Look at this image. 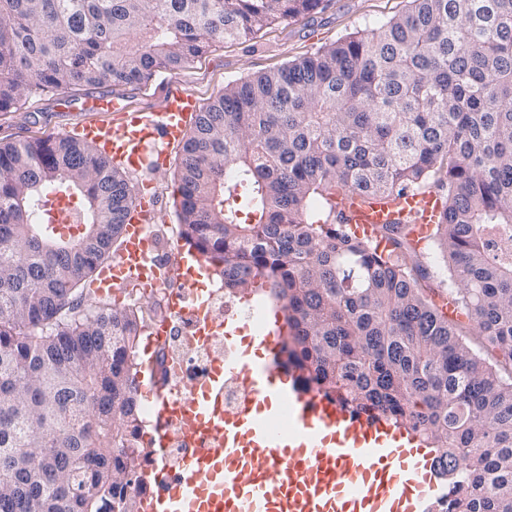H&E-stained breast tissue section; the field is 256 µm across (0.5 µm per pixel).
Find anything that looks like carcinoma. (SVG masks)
<instances>
[{"mask_svg": "<svg viewBox=\"0 0 512 512\" xmlns=\"http://www.w3.org/2000/svg\"><path fill=\"white\" fill-rule=\"evenodd\" d=\"M322 0H0V112L30 95L139 84ZM179 236L224 290L283 313L304 389L407 424L446 477L437 512H512V0H412L379 26L225 85L182 142ZM434 187L429 239L469 345L425 293L408 224L358 237L337 195ZM82 234L40 244L45 190ZM131 190L77 137L0 144V512H138L139 299L92 288Z\"/></svg>", "mask_w": 512, "mask_h": 512, "instance_id": "obj_1", "label": "carcinoma"}]
</instances>
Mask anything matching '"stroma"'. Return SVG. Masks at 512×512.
Returning <instances> with one entry per match:
<instances>
[{
  "label": "stroma",
  "mask_w": 512,
  "mask_h": 512,
  "mask_svg": "<svg viewBox=\"0 0 512 512\" xmlns=\"http://www.w3.org/2000/svg\"><path fill=\"white\" fill-rule=\"evenodd\" d=\"M410 0H324L316 12L264 29L248 41H217L207 52L175 70L156 71L135 86L89 89L60 94L50 91L26 100L16 111L0 112V143H20L47 136L72 134L90 118L84 106L93 100L120 98L131 109L159 105L166 88L177 84L199 107H206L227 83L277 69L289 61L308 56L319 48L401 14ZM182 161L180 148L167 155L162 169L125 172L132 191L151 182L158 220L152 226L159 255L166 265H175L187 253L178 236L176 179Z\"/></svg>",
  "instance_id": "stroma-1"
}]
</instances>
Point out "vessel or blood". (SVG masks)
I'll use <instances>...</instances> for the list:
<instances>
[{
    "label": "vessel or blood",
    "instance_id": "1",
    "mask_svg": "<svg viewBox=\"0 0 512 512\" xmlns=\"http://www.w3.org/2000/svg\"><path fill=\"white\" fill-rule=\"evenodd\" d=\"M193 97L170 89L152 111H122L118 121L83 124L81 133L115 166L132 171L146 159L162 164L170 145L184 138L195 112ZM340 210L349 223L372 235L381 225L404 218L414 239H426L441 211L438 196L406 192L398 201H371L346 195ZM152 203L124 226L121 253L103 269L97 286L109 293L135 283L149 289L158 256L149 222ZM182 298L172 309L176 321L195 315L201 328L231 336L228 320H212L202 301L205 265H180ZM259 341L272 355L256 362L241 356L218 358L213 378L188 400L181 419L157 381L147 384L153 397L152 426L159 441L155 465L145 473L151 487L139 512H429L448 494L433 452L414 432L387 419L357 411L312 390L287 386L273 358L279 331ZM240 389L235 406L224 404V382ZM185 442L187 450L170 465L161 446L166 438Z\"/></svg>",
    "mask_w": 512,
    "mask_h": 512
}]
</instances>
